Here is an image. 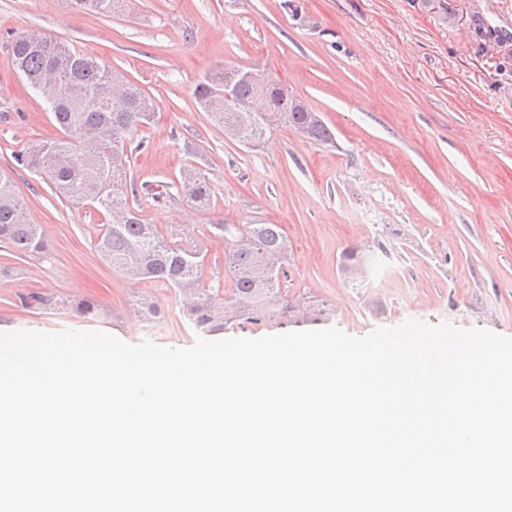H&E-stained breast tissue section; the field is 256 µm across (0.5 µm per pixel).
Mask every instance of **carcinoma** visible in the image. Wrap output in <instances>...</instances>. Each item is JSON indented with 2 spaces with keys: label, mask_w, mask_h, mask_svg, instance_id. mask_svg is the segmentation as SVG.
I'll list each match as a JSON object with an SVG mask.
<instances>
[{
  "label": "carcinoma",
  "mask_w": 512,
  "mask_h": 512,
  "mask_svg": "<svg viewBox=\"0 0 512 512\" xmlns=\"http://www.w3.org/2000/svg\"><path fill=\"white\" fill-rule=\"evenodd\" d=\"M12 63L29 84L54 73L61 99L52 109L63 131L60 138L26 146L16 155L22 166L45 176L52 191L61 199L119 214L121 220L105 223L95 249L103 262L131 281H152L188 295L190 303L183 314L206 335L217 334L233 321L256 323L276 315L298 323L307 313L297 312L284 300L280 287V265L287 258L286 234L279 224H216L214 228L231 235L224 254L230 268L233 288L226 303L215 299L202 283L204 256L187 236L180 241L163 235L154 224L146 223L136 208L139 198L161 202L170 196L168 186L157 190L147 184L127 180L132 138L153 114V101L135 83L126 81L124 91L105 99L99 87L108 81L113 69L104 63L54 41L36 31L18 35L10 45ZM240 69H224L197 84L196 100L211 108V115L224 131L242 140H259L272 125L306 129L307 137L333 141L331 130L317 113L310 111L292 89L275 80L266 92L265 112H239L223 105L215 95L226 82L235 85L237 100L256 97V87L238 78ZM175 185L199 207L211 206L214 191L196 167L189 164L180 172ZM0 243L19 257L44 256L48 241L37 225L29 223L26 203L17 194L12 178L0 173ZM24 305L34 310L49 309L53 297L43 291L22 296ZM80 317L97 319L108 313L98 300L83 298L71 304Z\"/></svg>",
  "instance_id": "carcinoma-1"
}]
</instances>
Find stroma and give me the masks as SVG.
I'll return each instance as SVG.
<instances>
[{"label": "stroma", "instance_id": "35a3bbf8", "mask_svg": "<svg viewBox=\"0 0 512 512\" xmlns=\"http://www.w3.org/2000/svg\"><path fill=\"white\" fill-rule=\"evenodd\" d=\"M29 30L107 63L155 101L127 177L169 185L189 159L206 174L214 209L179 194L140 211L160 230L192 232L204 283L223 281L221 298L233 283L216 223L279 224L290 255L281 286L321 308L320 327L363 336L416 319L512 336V0H115L106 14L72 0H0V170L52 246L36 260L0 244V332L103 330L187 347L198 331L175 291L103 263L100 215L15 161L61 135L12 64L9 45ZM224 66L288 84L333 142L286 127L256 148L227 138L193 97ZM349 247L365 258L356 284L341 267ZM41 290L99 297L109 314L80 321L23 306ZM141 294L162 309L153 322L133 309Z\"/></svg>", "mask_w": 512, "mask_h": 512}]
</instances>
